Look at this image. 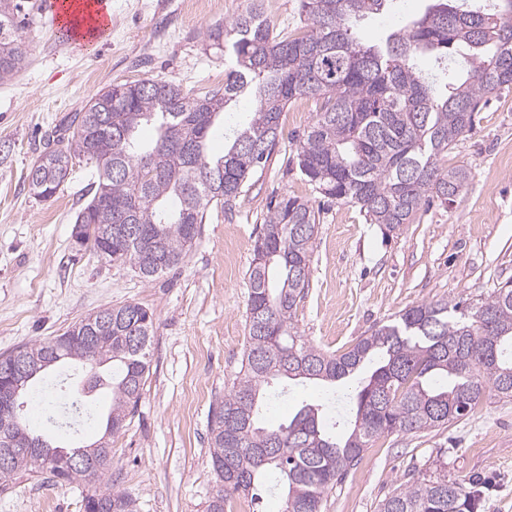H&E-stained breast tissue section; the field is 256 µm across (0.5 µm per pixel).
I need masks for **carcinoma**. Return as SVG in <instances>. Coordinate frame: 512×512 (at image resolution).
Returning a JSON list of instances; mask_svg holds the SVG:
<instances>
[{
  "label": "carcinoma",
  "instance_id": "obj_1",
  "mask_svg": "<svg viewBox=\"0 0 512 512\" xmlns=\"http://www.w3.org/2000/svg\"><path fill=\"white\" fill-rule=\"evenodd\" d=\"M390 0H299L304 25L278 30L260 0H247L233 20L210 28L206 48L224 53V91L191 96L162 79L114 82L75 113L68 132L48 141L27 174L33 195L52 197L69 178L73 159L95 164L92 199L77 214L73 235L84 234L100 257L151 279L175 269L195 244L207 215L226 209L270 159L282 116L297 99L316 105L297 148L298 167L316 192L359 207L389 232L412 222L421 205H450L472 180L464 165L440 163L470 131L493 97L512 88V0L492 10L462 0H436L425 15L374 44L359 23ZM33 7L0 0V82L25 68L23 33ZM454 62L459 73L439 91L417 62ZM257 97L250 121L235 129L224 152L208 142L227 107ZM155 135L144 144L140 131ZM319 213L284 197L266 220L249 268L245 349L240 369L209 419L215 490L207 512H230L264 480L281 491L282 512H321L324 496L357 465L381 435L441 427L473 411L485 394L512 400V281L477 306L447 300L406 309L391 324L372 328L341 352L306 341L295 314L309 287L310 254ZM56 362L22 381L33 398L45 376L66 365L93 375L81 389L91 421L104 429L97 447L70 449L45 439L14 416L0 418V447L13 449L0 468V489L19 474L50 472L63 483L101 481L112 465V437L137 408L150 371L152 314L140 304L88 314L64 332ZM55 340L18 347L40 362ZM361 379L344 417L322 405L301 406L288 422L264 424L259 408L270 384L308 380L336 395ZM112 403L96 407L99 394ZM83 455L88 469L71 471L66 455ZM478 495L447 476L423 480L386 497L379 512H478ZM85 512H136L124 493L99 490Z\"/></svg>",
  "mask_w": 512,
  "mask_h": 512
}]
</instances>
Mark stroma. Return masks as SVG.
I'll list each match as a JSON object with an SVG mask.
<instances>
[{"label":"stroma","instance_id":"35a3bbf8","mask_svg":"<svg viewBox=\"0 0 512 512\" xmlns=\"http://www.w3.org/2000/svg\"><path fill=\"white\" fill-rule=\"evenodd\" d=\"M245 0H109L111 29L91 47L68 46L50 8L26 34L29 63L0 83V355L62 334L87 314L137 303L153 315L150 375L125 428L112 439L106 487L138 512H206L214 492L208 419L238 371L247 334V271L271 200L294 196L320 212L307 294L295 324L341 351L405 309L437 299L473 304L512 280V93L491 100L448 153L473 179L453 205L432 204L389 233L358 207L328 202L305 180L297 145L313 102L289 105L275 150L230 210L212 213L177 270L138 276L72 238L96 171L85 161L50 199L25 180L46 133L112 81L162 78L190 95L224 86V55L206 50L215 24ZM431 0H390L361 25L373 43L420 18ZM321 388L289 384L263 409L291 419ZM448 476L472 484L480 512H512V400L484 397L467 416L419 435L374 439L328 492L323 512H379L400 485ZM87 486L20 476L0 490V512H84Z\"/></svg>","mask_w":512,"mask_h":512}]
</instances>
